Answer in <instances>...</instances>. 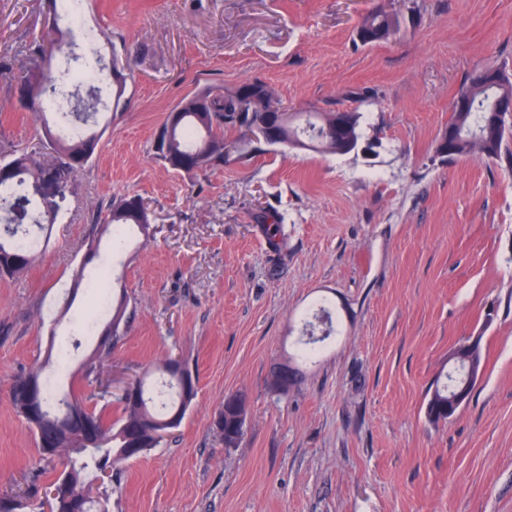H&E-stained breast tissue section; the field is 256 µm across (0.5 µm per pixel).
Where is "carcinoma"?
<instances>
[{"label":"carcinoma","instance_id":"carcinoma-1","mask_svg":"<svg viewBox=\"0 0 512 512\" xmlns=\"http://www.w3.org/2000/svg\"><path fill=\"white\" fill-rule=\"evenodd\" d=\"M402 18L379 8L366 15L357 28V32L399 29ZM52 35L46 37L43 44L29 58L28 74L24 84H29L35 73L43 75V89L35 104L43 108L49 95H55L72 84V76L79 72L90 73L94 79L88 83L72 84L69 107L61 113L63 124L73 122L83 127L78 136H67L62 128L55 130L44 127L49 140V157L37 156L27 152H15L9 164L16 170V179L0 181V276L15 277L26 272L43 254L50 242V235L36 239L30 247L21 246L16 237L27 233L29 228L49 231L55 223L59 210L42 201L33 192V186L54 169L56 173L74 180L80 170L67 161L82 159L89 161L88 151L98 147L101 133L89 127V121L96 116L98 90L96 84L106 78V66L101 54L76 52L65 39L63 32L51 26ZM67 52L69 66L57 74L48 67V57L53 52ZM253 92L248 97L240 96L239 90L214 92L210 89L200 91L182 99L172 111L179 112L177 120L166 117L155 143L158 157L169 167L176 168L180 160L191 161L189 171H204L220 165L229 153L224 151L229 145H240L243 140L232 138L228 133L240 131L247 136L252 133V125L260 112L267 108L281 111L283 124L282 144L293 142L307 149H314L335 155H344L357 148L361 139V119L363 113L356 110L319 112H290L283 108L273 90L261 81L249 83ZM456 97L470 98L476 103L472 112L452 110L448 127L454 129L453 146L445 158L453 161L478 154L488 159H499L509 155V139L512 127L505 128L493 138L480 135L484 119V101L486 89L471 78H466L459 86ZM133 196L127 195L115 200L106 209H98L94 222L101 226L104 233L118 234V231L134 223L124 212L125 206ZM100 280L107 290H113L109 274L104 273L85 278L84 271L76 273L73 291L91 282ZM112 351V346L100 344L83 364L85 377L98 373L95 360ZM173 358L167 357L156 364V372L168 377L165 386L170 390L167 400L156 402L157 393L147 387L146 377L134 379L139 389L135 399L120 395L115 398L122 410V417L115 422H107L104 416L89 409L83 396L72 391L57 394L47 387L41 377V368L37 367L14 379L9 399L16 413H22L25 397L21 393L24 386L32 381L41 385L42 397L46 409V418L39 424L38 455L41 461L50 464L54 459L48 457L41 444L53 438L59 447V455L69 456V465L62 475L67 477L68 498L49 502L50 512H85L80 500L88 492H96L104 503V512H109V496L103 488L96 485L95 479L104 470H119L132 457L126 455L127 448H141L145 451L159 445L177 424L169 422L172 414L184 418L191 400L181 396L178 378L171 369ZM455 375H446V381L435 380L432 392L425 406L427 419L432 423L448 422V384L454 382ZM240 404L224 399L222 420L217 422L224 446L235 445L242 431L235 423ZM8 501L13 508L0 512H20L30 508L34 512L43 510L38 496L31 494L22 501L14 496H0V504Z\"/></svg>","mask_w":512,"mask_h":512}]
</instances>
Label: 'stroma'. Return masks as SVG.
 <instances>
[{
  "instance_id": "1",
  "label": "stroma",
  "mask_w": 512,
  "mask_h": 512,
  "mask_svg": "<svg viewBox=\"0 0 512 512\" xmlns=\"http://www.w3.org/2000/svg\"><path fill=\"white\" fill-rule=\"evenodd\" d=\"M378 7L403 15L401 29L362 44L357 27ZM52 19L47 0H0V159L50 153L54 114L23 106L16 87ZM83 26L124 65L126 105L100 117L103 146L49 247L0 278V494L23 490L38 463L9 400L16 377L40 365L55 378L67 356L75 388L114 421L101 385L121 389L172 355L196 395L114 474L110 512H512V163L436 153L464 78L512 74V0H84ZM255 80L293 112L359 109L358 150L250 144L190 173L158 160L155 135L184 97ZM126 195L142 198L154 234L128 233L114 271L128 321L87 382L97 307L83 291L63 305L75 273L96 275L112 251L93 211ZM321 301L334 334L273 389L272 366L296 356ZM470 336L484 375L454 419L430 423L428 389ZM236 392L246 421L228 448L214 421Z\"/></svg>"
}]
</instances>
